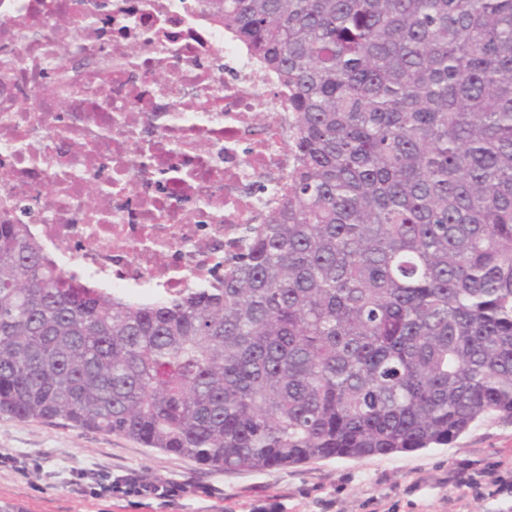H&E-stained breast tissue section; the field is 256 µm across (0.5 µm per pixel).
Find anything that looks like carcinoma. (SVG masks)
Masks as SVG:
<instances>
[{
  "instance_id": "1",
  "label": "carcinoma",
  "mask_w": 512,
  "mask_h": 512,
  "mask_svg": "<svg viewBox=\"0 0 512 512\" xmlns=\"http://www.w3.org/2000/svg\"><path fill=\"white\" fill-rule=\"evenodd\" d=\"M288 90L281 208L146 303L0 223V416L223 472L512 420V0H220Z\"/></svg>"
}]
</instances>
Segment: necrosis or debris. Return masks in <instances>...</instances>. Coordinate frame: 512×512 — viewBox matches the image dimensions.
<instances>
[{
	"instance_id": "obj_1",
	"label": "necrosis or debris",
	"mask_w": 512,
	"mask_h": 512,
	"mask_svg": "<svg viewBox=\"0 0 512 512\" xmlns=\"http://www.w3.org/2000/svg\"><path fill=\"white\" fill-rule=\"evenodd\" d=\"M287 141V90L204 0H0V223L100 287H207Z\"/></svg>"
}]
</instances>
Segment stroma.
<instances>
[{"instance_id":"35a3bbf8","label":"stroma","mask_w":512,"mask_h":512,"mask_svg":"<svg viewBox=\"0 0 512 512\" xmlns=\"http://www.w3.org/2000/svg\"><path fill=\"white\" fill-rule=\"evenodd\" d=\"M0 455V503L18 512H512V421L498 417L447 446L222 473L121 436L2 416ZM80 471L184 491L171 505L95 497Z\"/></svg>"}]
</instances>
